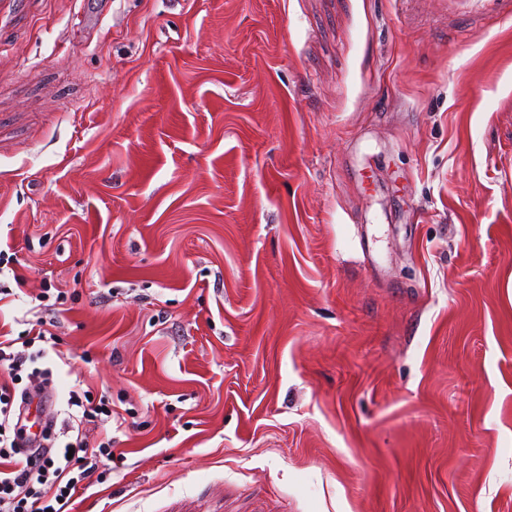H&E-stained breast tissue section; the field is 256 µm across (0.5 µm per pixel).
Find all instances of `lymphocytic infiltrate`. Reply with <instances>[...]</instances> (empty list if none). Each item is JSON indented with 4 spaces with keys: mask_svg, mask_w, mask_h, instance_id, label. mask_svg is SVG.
Wrapping results in <instances>:
<instances>
[{
    "mask_svg": "<svg viewBox=\"0 0 512 512\" xmlns=\"http://www.w3.org/2000/svg\"><path fill=\"white\" fill-rule=\"evenodd\" d=\"M30 308L33 320L22 350L0 332V512H71L77 492L104 482L111 473V442L90 448L85 425L100 417H112L105 402H94L90 393L70 390L66 400L70 422L67 435L57 434L47 425L40 436H29L22 415L33 395H44L51 384L44 370L37 368L35 342L52 335L54 321L47 318L46 294ZM23 389L15 384L21 378Z\"/></svg>",
    "mask_w": 512,
    "mask_h": 512,
    "instance_id": "f902f5d3",
    "label": "lymphocytic infiltrate"
}]
</instances>
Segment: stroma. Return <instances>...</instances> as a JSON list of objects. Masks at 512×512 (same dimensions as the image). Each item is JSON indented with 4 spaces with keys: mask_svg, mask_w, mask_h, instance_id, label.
I'll use <instances>...</instances> for the list:
<instances>
[{
    "mask_svg": "<svg viewBox=\"0 0 512 512\" xmlns=\"http://www.w3.org/2000/svg\"><path fill=\"white\" fill-rule=\"evenodd\" d=\"M0 249L74 512H512V0H0Z\"/></svg>",
    "mask_w": 512,
    "mask_h": 512,
    "instance_id": "35a3bbf8",
    "label": "stroma"
}]
</instances>
